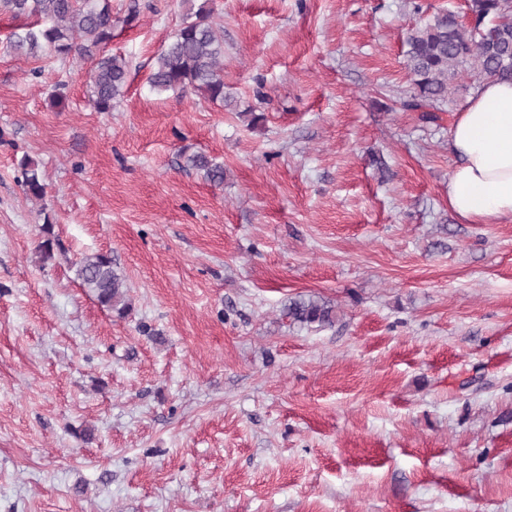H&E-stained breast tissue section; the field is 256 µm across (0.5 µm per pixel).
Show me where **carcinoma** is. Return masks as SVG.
Returning <instances> with one entry per match:
<instances>
[{
  "label": "carcinoma",
  "instance_id": "1",
  "mask_svg": "<svg viewBox=\"0 0 512 512\" xmlns=\"http://www.w3.org/2000/svg\"><path fill=\"white\" fill-rule=\"evenodd\" d=\"M473 24L467 26L451 11L435 13L424 25L412 29L406 68L412 90L401 102L405 111L438 112L464 67L481 80H512V0H468ZM0 14L34 21L16 29L8 46L18 55L35 57L47 50L64 61L74 56L93 62L91 99L100 112H110L124 96L126 62L105 53L112 41L110 0H0ZM224 37L212 21V9L201 5L194 19L183 23L157 57L148 76L158 95L181 94L189 89L213 102L224 101ZM26 193L36 199L45 185L33 160L21 161ZM185 170L205 181L224 184V165L194 153L184 156ZM38 245L40 258L54 256L52 225H45ZM82 286L107 309L123 317L130 310L124 283L112 267V258L96 253L83 258L79 270ZM288 315L301 324L331 325L334 307L325 301L300 299L288 305Z\"/></svg>",
  "mask_w": 512,
  "mask_h": 512
}]
</instances>
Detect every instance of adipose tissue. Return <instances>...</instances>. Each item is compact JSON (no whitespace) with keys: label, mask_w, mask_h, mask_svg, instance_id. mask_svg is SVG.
<instances>
[{"label":"adipose tissue","mask_w":512,"mask_h":512,"mask_svg":"<svg viewBox=\"0 0 512 512\" xmlns=\"http://www.w3.org/2000/svg\"><path fill=\"white\" fill-rule=\"evenodd\" d=\"M448 207L466 224L512 221V82H481L448 134Z\"/></svg>","instance_id":"ef3b65f1"}]
</instances>
